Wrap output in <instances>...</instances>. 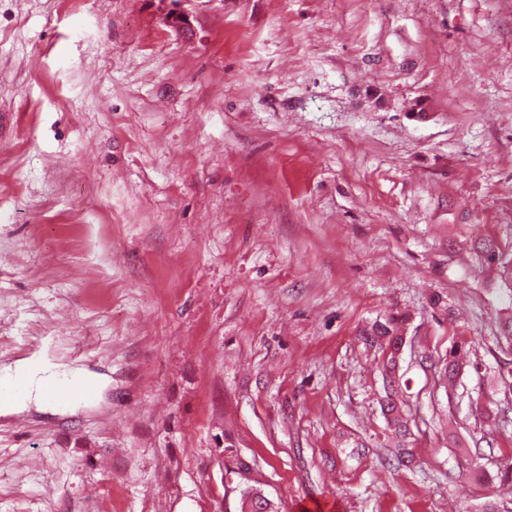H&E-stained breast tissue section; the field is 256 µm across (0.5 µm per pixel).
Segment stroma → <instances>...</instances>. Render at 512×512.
Returning a JSON list of instances; mask_svg holds the SVG:
<instances>
[{
	"instance_id": "35a3bbf8",
	"label": "stroma",
	"mask_w": 512,
	"mask_h": 512,
	"mask_svg": "<svg viewBox=\"0 0 512 512\" xmlns=\"http://www.w3.org/2000/svg\"><path fill=\"white\" fill-rule=\"evenodd\" d=\"M171 8L0 0V512H512V0ZM402 322L398 318L389 317L384 322L376 323L370 338L375 342L380 340L389 351L388 363L395 367L396 359L398 358L399 345L404 343L402 336ZM465 353V343H457L448 350V361L441 369V374L446 380H448V385H454L457 379L462 375L466 366L463 358ZM17 378H24L26 380V389L25 380H15ZM75 378L90 380L79 372L60 371L46 365L36 368L33 364H29V362L20 363L14 367H5L2 371L0 370V383H2L0 384V405L6 406L14 396L9 406L10 409L21 407L31 401L41 402L47 400L44 391L46 382L52 381L57 384H66ZM10 382L12 383L3 385ZM92 390V383L77 381L69 384L67 387L49 385L46 387V395L54 401L65 402L77 396L88 395ZM383 411L386 416H390V418L387 419L395 427V436L401 439L396 446L398 449L396 460L398 464H403L406 456H409L405 444H402V441H404L409 434L407 420L402 416L400 408L392 396H387V403L383 406Z\"/></svg>"
}]
</instances>
